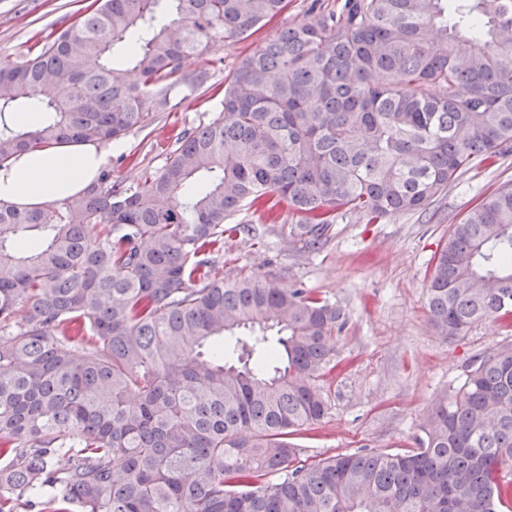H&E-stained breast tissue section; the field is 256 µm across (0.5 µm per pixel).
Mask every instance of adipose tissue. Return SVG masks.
Masks as SVG:
<instances>
[{"label":"adipose tissue","instance_id":"1","mask_svg":"<svg viewBox=\"0 0 512 512\" xmlns=\"http://www.w3.org/2000/svg\"><path fill=\"white\" fill-rule=\"evenodd\" d=\"M106 157L94 141L15 155L0 166V202L34 208L77 194L97 177Z\"/></svg>","mask_w":512,"mask_h":512}]
</instances>
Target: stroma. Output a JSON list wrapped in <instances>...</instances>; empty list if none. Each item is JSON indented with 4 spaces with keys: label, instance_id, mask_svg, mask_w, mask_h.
<instances>
[{
    "label": "stroma",
    "instance_id": "35a3bbf8",
    "mask_svg": "<svg viewBox=\"0 0 512 512\" xmlns=\"http://www.w3.org/2000/svg\"><path fill=\"white\" fill-rule=\"evenodd\" d=\"M313 1L288 0L277 21L244 40L220 45L215 58L186 60V71L209 69L211 91L157 113L148 128L122 138V150L107 163L113 180L132 185L142 169H160L176 149L179 131L218 116L225 76L278 27L307 21ZM90 2L0 0V63L25 58L38 41L64 29ZM509 180L512 154L467 171L426 212L400 214L381 224L338 216L318 249L300 235L295 213L283 212L275 224L247 209L235 216V223L247 230L224 240L225 278L254 274L285 287L301 286L339 303L348 316L337 343L339 364L325 378L332 408L314 430L297 437L300 459L416 447L431 408L459 389L473 359L512 344V323L491 318L465 335L442 339L425 306L432 259L450 226Z\"/></svg>",
    "mask_w": 512,
    "mask_h": 512
}]
</instances>
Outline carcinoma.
I'll return each instance as SVG.
<instances>
[{"instance_id":"1","label":"carcinoma","mask_w":512,"mask_h":512,"mask_svg":"<svg viewBox=\"0 0 512 512\" xmlns=\"http://www.w3.org/2000/svg\"><path fill=\"white\" fill-rule=\"evenodd\" d=\"M344 0L283 27L224 78L222 112L159 171L102 172L42 208L0 202V512H504L512 346L469 365L404 453L299 462L325 419L343 309L212 256L245 207L300 215L314 247L341 214L426 211L512 153V0ZM287 0H94L0 63V165L105 144L196 97L190 57ZM32 102L30 130L1 115ZM438 335L512 319V182L450 227L426 287ZM24 312L17 320L18 312Z\"/></svg>"}]
</instances>
